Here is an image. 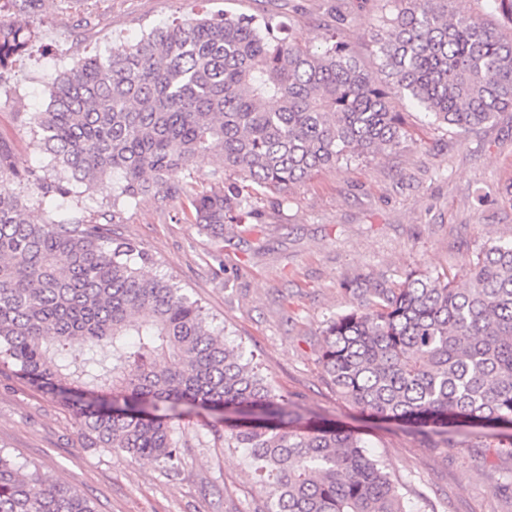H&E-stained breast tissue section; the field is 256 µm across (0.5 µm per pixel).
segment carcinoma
<instances>
[{
  "mask_svg": "<svg viewBox=\"0 0 512 512\" xmlns=\"http://www.w3.org/2000/svg\"><path fill=\"white\" fill-rule=\"evenodd\" d=\"M40 2L0 0V12L30 15ZM397 2L376 40L377 80L339 27L317 53L264 17L193 18L51 78L31 117L48 155L41 174L22 175L0 141V365L59 397L87 447L176 471L179 406L200 407L221 414L224 447L249 451L270 512L418 510L359 430L276 393L177 282L144 271L152 255L85 206V191L114 174L104 199L115 212L214 154L237 181L190 204L194 223L222 240L224 225L256 218L244 189L284 192L399 146L395 95L460 132L512 109V38L449 12L450 0ZM37 36L0 23V68ZM341 288L350 307L327 321L320 363L342 400L445 443L450 433L474 448L493 439L512 457V241L487 244L461 286L412 271L398 285ZM0 512L96 509L0 451Z\"/></svg>",
  "mask_w": 512,
  "mask_h": 512,
  "instance_id": "cac0c4a2",
  "label": "carcinoma"
}]
</instances>
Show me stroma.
Segmentation results:
<instances>
[{
	"label": "stroma",
	"mask_w": 512,
	"mask_h": 512,
	"mask_svg": "<svg viewBox=\"0 0 512 512\" xmlns=\"http://www.w3.org/2000/svg\"><path fill=\"white\" fill-rule=\"evenodd\" d=\"M396 13L394 0H42L37 39L0 72V140L16 168L45 160L30 122L48 103L58 70L152 29L192 18L275 16L296 43L316 50L339 27L370 75L374 33ZM399 147L315 172L286 192L253 198V224L217 240L189 220V202L223 181L213 157L172 172L164 188L111 211L87 196L89 213L113 237L156 259L150 274L175 278L222 330L253 357L275 390L304 412L359 428L391 480L422 512H512L499 485L512 459L459 437L425 438L407 426L366 418L338 397L319 364L321 332L345 311L342 284L357 276L399 282L410 270L463 281L480 250L512 239V110L471 133L438 125L409 99ZM202 413L186 418L185 456L172 473L109 448H88L57 399L0 368V449L18 467L38 464L88 497L97 512H267L268 494L250 458L228 448Z\"/></svg>",
	"instance_id": "stroma-1"
}]
</instances>
